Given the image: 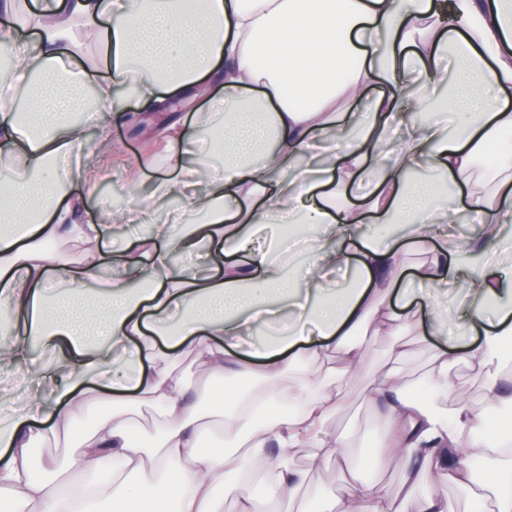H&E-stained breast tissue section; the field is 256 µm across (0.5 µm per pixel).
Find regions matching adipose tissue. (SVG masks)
<instances>
[{
    "label": "adipose tissue",
    "mask_w": 512,
    "mask_h": 512,
    "mask_svg": "<svg viewBox=\"0 0 512 512\" xmlns=\"http://www.w3.org/2000/svg\"><path fill=\"white\" fill-rule=\"evenodd\" d=\"M5 0L0 60L17 92L36 96L21 110L0 97V311L9 320L0 364L35 387L42 426L25 415L0 428V501L12 512H99L111 497L121 512H258L244 490L264 458L266 501L294 500L335 452L347 484L371 512H397L394 499L362 482L327 424L344 407L323 370L342 361L354 376L367 350L355 336L446 333L463 323L483 336L463 355L434 349L430 394L380 365L363 396L374 406L383 448L404 457L401 494L415 512H446L419 495L436 478L475 488L492 512H512V425L489 432L488 417L512 409L498 377L488 407L474 409L448 384V365L484 369L512 341V0ZM97 41L99 64L68 71L81 33ZM460 66L449 83L444 58ZM136 85L143 112L184 115L162 132L167 175L105 219L75 220L77 186L92 183L112 144L125 88ZM382 91L366 98L371 86ZM455 109L453 122L432 108ZM327 144L324 167L302 164L312 142ZM495 150L491 194L468 184L487 148ZM205 183L204 193L191 186ZM364 187L359 203L348 189ZM181 206L160 215L175 189ZM479 227L460 242L459 214ZM148 226L136 252L104 254L102 238ZM84 244L78 264L55 250ZM425 254L407 271L406 250ZM211 256L189 269L185 258ZM95 282L91 297L79 288ZM417 285L427 311L401 314L404 288ZM463 306L448 310L446 293ZM88 308L75 312L74 304ZM491 304V316L481 305ZM288 313L292 324L269 343L248 342L255 324ZM51 354L53 378L32 362L33 340ZM189 343L212 395L224 400V433L237 441L202 454L205 428L177 368ZM310 369L292 386L289 353ZM155 373L146 377L145 361ZM259 377L261 388L227 393L226 380ZM97 421L66 459L34 466L33 449L70 435L88 400ZM290 413L258 420L271 401ZM148 408L161 422L157 442L137 438L132 415ZM478 450L491 466L481 480L461 458ZM305 465H297L298 456Z\"/></svg>",
    "instance_id": "adipose-tissue-1"
}]
</instances>
